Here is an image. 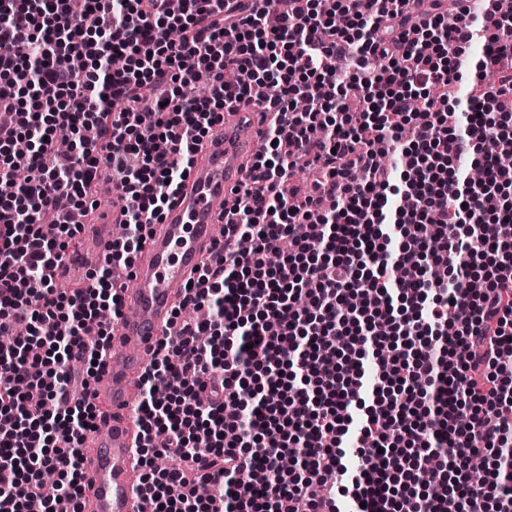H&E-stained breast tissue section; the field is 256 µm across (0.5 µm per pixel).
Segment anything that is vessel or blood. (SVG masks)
Returning a JSON list of instances; mask_svg holds the SVG:
<instances>
[{"label":"vessel or blood","instance_id":"b4317fda","mask_svg":"<svg viewBox=\"0 0 512 512\" xmlns=\"http://www.w3.org/2000/svg\"><path fill=\"white\" fill-rule=\"evenodd\" d=\"M261 138L256 113L240 107L198 145L181 191L171 199L160 224L134 262L129 288L121 293L123 316L106 358L97 404L102 431L84 454L89 512H138L141 469L136 462L141 397L140 377L158 340L175 335V306L205 255L224 242L232 189L247 174L245 163ZM112 209L103 223L84 226V258L95 264L107 252L112 227L123 219L125 200L110 191Z\"/></svg>","mask_w":512,"mask_h":512}]
</instances>
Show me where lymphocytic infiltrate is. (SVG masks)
<instances>
[{
    "label": "lymphocytic infiltrate",
    "instance_id": "f902f5d3",
    "mask_svg": "<svg viewBox=\"0 0 512 512\" xmlns=\"http://www.w3.org/2000/svg\"><path fill=\"white\" fill-rule=\"evenodd\" d=\"M224 2L175 14L169 0H0V182L14 185L0 197V335L13 338L0 350V512H82L115 275L162 220L193 143L241 103L273 116L224 246L188 289L209 316L162 338L141 381L148 512H512V180L497 174L512 153V13ZM339 59L354 66L343 79ZM466 67L477 92L459 110L448 87ZM259 83L275 95L254 98ZM380 141L396 163L377 162ZM105 167L126 231L86 285L61 292L83 227L56 201L94 210ZM298 168L314 173L309 190L291 185ZM484 451L489 476L471 484ZM164 455L177 465L157 468Z\"/></svg>",
    "mask_w": 512,
    "mask_h": 512
}]
</instances>
